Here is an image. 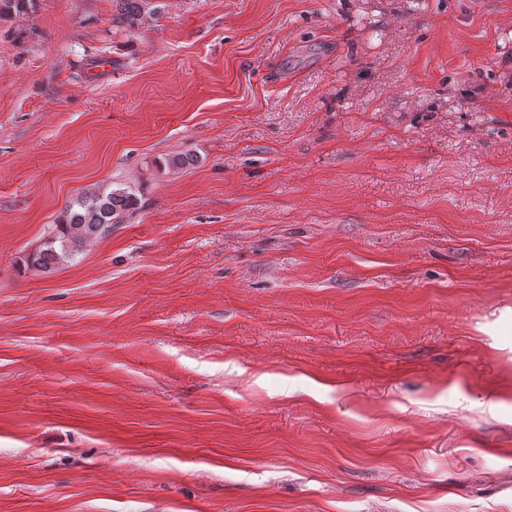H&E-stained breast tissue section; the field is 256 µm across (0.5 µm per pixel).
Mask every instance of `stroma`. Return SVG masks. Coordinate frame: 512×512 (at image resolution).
<instances>
[{
    "instance_id": "1",
    "label": "stroma",
    "mask_w": 512,
    "mask_h": 512,
    "mask_svg": "<svg viewBox=\"0 0 512 512\" xmlns=\"http://www.w3.org/2000/svg\"><path fill=\"white\" fill-rule=\"evenodd\" d=\"M152 2L0 24V512H512V0ZM118 15L112 18L113 23L126 29H135L155 15L150 0H115ZM140 199L128 188L106 186L79 195L65 208L38 249L25 259L27 268L44 274L75 261L91 240L106 237L139 209Z\"/></svg>"
}]
</instances>
